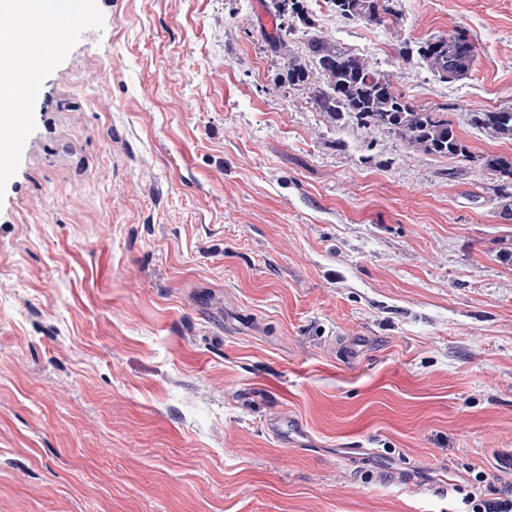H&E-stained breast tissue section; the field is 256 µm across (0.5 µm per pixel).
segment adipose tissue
Segmentation results:
<instances>
[{
  "instance_id": "adipose-tissue-1",
  "label": "adipose tissue",
  "mask_w": 512,
  "mask_h": 512,
  "mask_svg": "<svg viewBox=\"0 0 512 512\" xmlns=\"http://www.w3.org/2000/svg\"><path fill=\"white\" fill-rule=\"evenodd\" d=\"M85 0H66L58 5L57 0H0L1 14L21 15L44 21L43 33L38 42V52L46 56L58 46L71 17L83 15ZM15 40L8 30H0V115L8 113L14 98L33 92L35 77L23 82L10 81L9 75L19 60L14 50Z\"/></svg>"
}]
</instances>
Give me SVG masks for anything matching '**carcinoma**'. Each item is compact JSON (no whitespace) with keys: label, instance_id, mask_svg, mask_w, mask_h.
<instances>
[{"label":"carcinoma","instance_id":"carcinoma-1","mask_svg":"<svg viewBox=\"0 0 512 512\" xmlns=\"http://www.w3.org/2000/svg\"><path fill=\"white\" fill-rule=\"evenodd\" d=\"M345 19L366 23L381 22L390 12L389 0H329ZM304 12L301 0H275L277 37L274 44L287 48L292 27L285 24L284 6ZM448 49L429 40L416 50V56L441 81L465 77L471 70L476 47L463 31L448 36ZM312 60L303 65L288 61V79L311 92L316 109L335 121L346 117L367 126H377L397 134L410 148L426 154L467 158L469 147L458 136L447 113L415 108L395 90L391 74L379 71L364 58L337 49L320 39L308 41ZM474 125L497 139L512 140V110L476 112ZM483 167L500 182V190L512 187V161L502 156H485Z\"/></svg>","mask_w":512,"mask_h":512}]
</instances>
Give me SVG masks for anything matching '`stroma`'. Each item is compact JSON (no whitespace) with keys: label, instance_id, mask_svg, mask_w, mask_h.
<instances>
[{"label":"stroma","instance_id":"obj_1","mask_svg":"<svg viewBox=\"0 0 512 512\" xmlns=\"http://www.w3.org/2000/svg\"><path fill=\"white\" fill-rule=\"evenodd\" d=\"M86 0L0 179V512H460L512 492V0ZM464 30L470 74L401 46ZM443 109L470 159L334 125L308 37ZM294 428L273 438L271 419ZM287 1L288 6L291 9L304 13V6L300 0H275V13H273V16L276 21L277 37L274 41V44L281 50L287 48L288 35L292 33V27L290 25H285V19L283 17V15L286 13L284 4ZM345 19L366 23H380L382 14L390 12L389 0H346L348 9L343 8L339 0H328ZM472 121L494 138L512 140V110L476 112ZM482 164L501 183L498 185L499 190L504 191L512 187V161L502 156H485Z\"/></svg>","mask_w":512,"mask_h":512}]
</instances>
